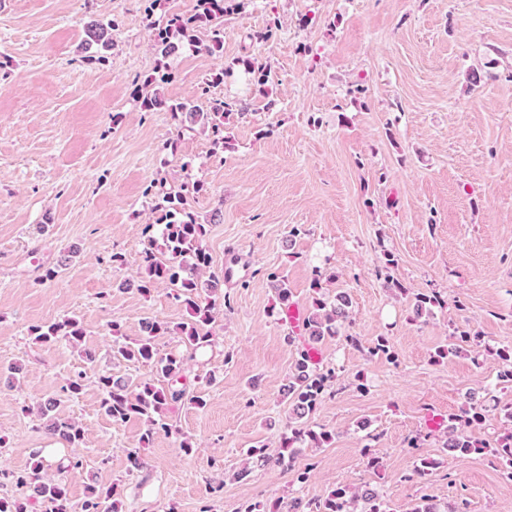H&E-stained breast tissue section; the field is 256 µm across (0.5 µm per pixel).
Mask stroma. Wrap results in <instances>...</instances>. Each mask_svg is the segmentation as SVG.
<instances>
[{
  "label": "stroma",
  "instance_id": "stroma-1",
  "mask_svg": "<svg viewBox=\"0 0 512 512\" xmlns=\"http://www.w3.org/2000/svg\"><path fill=\"white\" fill-rule=\"evenodd\" d=\"M147 5L0 0V469L37 456L52 475L62 458L81 459L63 476L70 500L91 483L111 487L123 512H268L295 499L319 512L337 488L373 489L387 512L427 502L439 512H512V480L493 451L446 447L447 420L472 396L497 404L474 437L512 433V384L500 381L493 354L512 347V0H249L225 16L222 52L186 46L165 61ZM273 18L275 41H251ZM93 19L114 23V46L89 64L79 45ZM246 57L268 64L265 92L250 85ZM162 61L168 103L233 104L230 149L170 112L141 110L135 92ZM225 68L232 76L202 92ZM171 140L177 151L165 150ZM160 178L202 184L192 209L209 225L210 272H223L232 248L248 275L225 287L207 326L212 342L194 357L180 336L157 338L159 355L185 356L177 385L206 405H171L173 432L148 440L141 419L105 416L97 377L159 380L155 362L113 358L110 323L131 342L145 318L173 326L189 317L176 286L147 296L122 286L160 234L156 200L144 194ZM388 252L398 263L387 271ZM115 253L123 264H112ZM275 269L300 310L320 294L352 303L341 335L319 345V367L334 379L309 425L332 439L301 443L290 466L275 455L290 433L284 388L307 337L275 308L266 279ZM388 275L402 291L385 287ZM420 293L444 305L417 321ZM67 317L82 324L95 362L63 342L34 343L32 327ZM463 331L482 345L434 361ZM383 336L392 358L369 353ZM14 363L25 367L17 380ZM80 373L82 392L62 397ZM50 397L83 427L81 446L51 438L30 413ZM133 448L144 458L138 470ZM371 455L379 469L368 468ZM424 459L429 472L413 477Z\"/></svg>",
  "mask_w": 512,
  "mask_h": 512
}]
</instances>
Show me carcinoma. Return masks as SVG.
<instances>
[{
	"label": "carcinoma",
	"instance_id": "obj_1",
	"mask_svg": "<svg viewBox=\"0 0 512 512\" xmlns=\"http://www.w3.org/2000/svg\"><path fill=\"white\" fill-rule=\"evenodd\" d=\"M245 2L246 0H196L194 13L191 15L169 12L162 19L155 20L154 11L163 6V0H150L149 6L145 9L147 28L151 31L157 50L164 57L174 54L186 44L194 43V32L202 26L209 27V39L204 49L210 54L219 53L224 48V15L245 9ZM113 28L114 25L111 23L96 22L87 25L82 49L87 52L94 45L105 51L111 49ZM278 30L279 22L274 18L262 29L252 33L250 39L263 44L272 43ZM239 64L243 66L245 73L252 75L258 91H264L269 79L267 66L255 58L242 59ZM169 79L170 74L164 73L147 80V83L157 85V89L152 94L141 97L142 109L153 112L166 108L181 126L192 129L200 125L208 130L215 149L228 148L230 137L224 135V120L231 113L232 105L216 101L208 112L201 111L189 102L169 105L158 89V85L166 83ZM201 191L202 185L197 182H184L176 191L167 190L162 179L150 182L145 194L167 204V210L162 217L164 250L157 251L156 240L148 237L143 264L137 278L125 282L126 288H133L142 295L149 294L151 288L159 281L179 286L180 293L177 294V299L190 311L192 320L171 327L162 321L147 318L142 326L143 336L132 344L121 341L122 332L118 324L112 323L109 326L113 337L114 356L130 362L154 359L162 376L168 379L176 377L181 372L182 360L175 355L157 357L156 339L167 334H177L181 336L187 350L192 352L207 345L209 336L202 333V326L211 320L217 300L224 296V276L211 275L203 282L197 280L198 271L210 264L209 255L201 245L207 233V225L199 221L191 207V202ZM267 280L274 290L277 303L284 308L288 307L291 298L288 277L283 272L274 270L267 274ZM349 304V297L345 293L336 295L333 301L321 296L316 297L302 321L308 342L298 351L292 381L288 385L294 421L291 427L292 435L284 438L281 443L277 456L280 463L293 465V445L296 443L308 440L322 446L331 441V434L326 431H314L306 421V417L313 413L322 399L327 383L334 378L333 371L324 372L316 366L310 357V350L324 338L338 333L340 322L348 316ZM441 305L443 300L439 295L419 294L414 298L413 312L415 317L420 318L425 313H432L433 308ZM32 334L37 343L64 341L74 346L81 341L84 330L77 319L66 318L46 326H37L32 329ZM477 340L479 337L463 332L457 342L438 348L434 358L441 361L449 356H456L462 352L463 346ZM98 384L102 391L101 408L106 416L117 424L126 422L132 416L139 417L146 424L143 436L145 441L152 439L161 431L171 430V425L165 419V411L169 405L184 399L198 407L204 405L199 397L188 398L186 390L171 386L166 388L151 383L132 384L115 379L110 374L99 376ZM56 406L55 399H49L37 406L39 416L48 418L47 431L70 445L82 442L84 431L81 426L59 415H50ZM487 412L488 406L485 404L476 401L466 402L459 413L452 417L447 447L461 456L480 454L491 447L505 461L509 478L512 479V433L500 439L493 447L490 443L468 433L469 428L483 422ZM43 469V463L36 461L21 472H1L0 486H4V481L7 480L17 486L31 489L34 497L49 505V512H120L112 489L104 490L91 484L87 488L85 499L75 505L70 501L61 482L46 477ZM359 500L363 503L359 512H387L384 502L370 489L364 490L358 496L348 494L343 488H337L323 499L319 508L321 512H351V505Z\"/></svg>",
	"mask_w": 512,
	"mask_h": 512
}]
</instances>
